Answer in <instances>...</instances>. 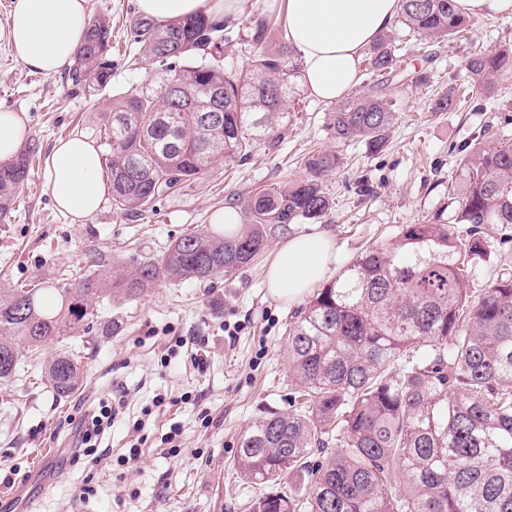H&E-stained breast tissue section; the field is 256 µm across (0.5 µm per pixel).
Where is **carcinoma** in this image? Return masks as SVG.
I'll list each match as a JSON object with an SVG mask.
<instances>
[{
	"label": "carcinoma",
	"mask_w": 512,
	"mask_h": 512,
	"mask_svg": "<svg viewBox=\"0 0 512 512\" xmlns=\"http://www.w3.org/2000/svg\"><path fill=\"white\" fill-rule=\"evenodd\" d=\"M454 0H400L395 24L422 40H449L468 30ZM277 24L255 16L241 38L255 53L245 70L224 67L228 22L210 14L160 21L137 16L125 40L156 74L140 90L115 89L104 126L112 204L129 214L205 174L219 158L242 163L288 133V101L297 67ZM110 21L88 29L66 82L75 91L112 80ZM402 35L391 28L368 49L372 92L354 95L328 115L332 137L359 140L374 152L397 119L387 94L403 80ZM472 82L488 87L512 69V49L466 62ZM178 77L181 97L166 88ZM220 99L216 122L200 111ZM39 152L31 143L0 164V219L15 209ZM341 164L336 151L303 159L306 176L255 190L247 223L224 236L195 231L161 257L116 269L100 257L72 284L60 272L0 289V384L22 348L89 333L105 297L135 298L159 282H212L248 266L290 224L315 222L331 206L326 177ZM451 224H405L392 241L361 250L319 288L285 330L288 372L295 383L286 413L248 427L236 465L261 487L249 512H512V268L480 294L475 270L491 262L489 240L512 228V143L476 145L461 161L449 192ZM455 224L468 230L458 235ZM53 391L79 388L84 369L65 351L45 368Z\"/></svg>",
	"instance_id": "cac0c4a2"
}]
</instances>
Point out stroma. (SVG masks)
Wrapping results in <instances>:
<instances>
[{"label":"stroma","instance_id":"1","mask_svg":"<svg viewBox=\"0 0 512 512\" xmlns=\"http://www.w3.org/2000/svg\"><path fill=\"white\" fill-rule=\"evenodd\" d=\"M92 18L112 25V84L135 90L149 77L125 43L135 0H89ZM512 46V17H487L462 37L406 47L410 71L421 82L391 91L399 115L378 153L360 142L339 143L327 128L328 104L298 90L288 116V136L273 151L257 148L246 163L215 161L200 179L184 184L142 216L124 214L104 199L82 224L59 212L44 178L53 144L74 135L101 143L111 89L71 93L62 76L26 69L0 44V108L25 114L36 141L28 181L18 206L0 221V288L32 280H70L88 273L93 250L111 252L116 267L160 257L169 243L193 230H213L216 213L230 210L245 223L251 191L302 177L301 160L320 149L338 151L343 165L330 176L332 205L314 227L330 233L340 268L371 243H387L404 224L450 223L448 191L458 182L460 159L485 128L512 139V74L491 88L476 87L455 108L432 109L453 85L467 83L466 60ZM373 194L360 195L359 181ZM282 237L241 271L214 279L212 288L164 282L134 300L120 297L98 306L100 322L112 325L60 343L25 351L16 373L0 385V469L15 470L0 485V512H248L256 490L235 464L242 432L268 411H284L292 391L284 331L294 307L273 297L266 270ZM236 336H227V329ZM77 348L84 362L80 388L62 398L50 388L45 367L58 352ZM206 350L204 367L192 356ZM163 405H155L156 396ZM119 413L102 445L110 455L99 464L70 463L65 451L73 428L99 402ZM211 414L204 424L203 414ZM144 422L134 432L135 422ZM181 427L180 452L162 441L171 424ZM141 456L125 464L132 444ZM94 495L84 496V487Z\"/></svg>","mask_w":512,"mask_h":512}]
</instances>
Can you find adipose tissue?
<instances>
[{"mask_svg":"<svg viewBox=\"0 0 512 512\" xmlns=\"http://www.w3.org/2000/svg\"><path fill=\"white\" fill-rule=\"evenodd\" d=\"M238 0H136L140 14L173 20L207 12L231 15ZM289 45L303 84L317 100H341L358 85L361 56L399 11L398 0H287ZM92 24L87 0H13L0 42L31 71L52 76L70 65ZM44 175L56 206L82 223L100 207L107 187L99 151L83 136L58 141ZM334 241L325 231L298 233L274 253L266 281L280 300L300 302L328 274Z\"/></svg>","mask_w":512,"mask_h":512,"instance_id":"ef3b65f1","label":"adipose tissue"}]
</instances>
